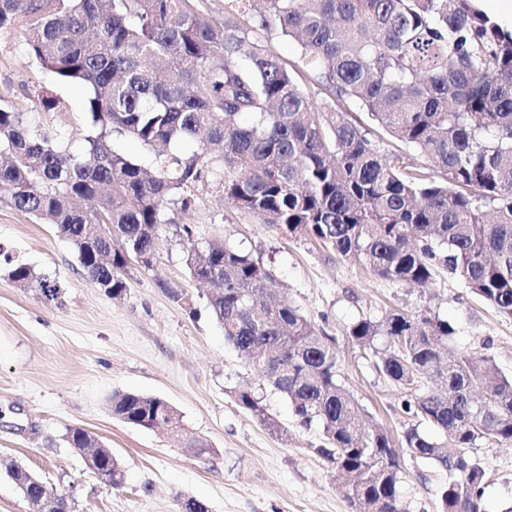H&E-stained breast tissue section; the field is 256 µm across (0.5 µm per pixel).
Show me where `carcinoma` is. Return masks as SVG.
I'll list each match as a JSON object with an SVG mask.
<instances>
[{"label": "carcinoma", "mask_w": 512, "mask_h": 512, "mask_svg": "<svg viewBox=\"0 0 512 512\" xmlns=\"http://www.w3.org/2000/svg\"><path fill=\"white\" fill-rule=\"evenodd\" d=\"M212 25L199 0H0V31L23 38L28 62L55 86L83 90L80 150L67 131L0 103V198L53 225L92 280L126 288L130 262L149 268L160 225L203 174L222 164L239 209L350 257L378 277L425 287L437 259L469 292L512 317V30L475 0H227ZM296 41L331 101L318 103L294 69L253 36ZM352 101L391 138L433 161L422 176L401 154L380 153L365 128L332 107ZM155 155L150 174L112 137ZM192 279L224 340L287 401L296 425L316 430L313 452L347 476L352 512H406L392 441L342 380L333 338L287 297L269 293L270 270L213 241L200 250L183 228ZM8 280L51 302L60 284L0 246ZM453 327L427 312L393 310L349 327L374 347L377 368L406 389L409 454L444 474L440 512H486L483 463L466 449L512 442V376L448 345ZM239 406L269 430L281 425L254 392ZM125 424L176 432L166 399L115 392ZM100 479L123 469L101 451Z\"/></svg>", "instance_id": "obj_1"}]
</instances>
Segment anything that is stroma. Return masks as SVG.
<instances>
[{
  "label": "stroma",
  "instance_id": "35a3bbf8",
  "mask_svg": "<svg viewBox=\"0 0 512 512\" xmlns=\"http://www.w3.org/2000/svg\"><path fill=\"white\" fill-rule=\"evenodd\" d=\"M48 88L25 59L19 34L0 32V98L26 112ZM52 91L69 105L53 120L79 148L82 93ZM193 194L188 208L171 205L156 262L149 269L130 266L118 298L79 271L72 248L51 225L0 201V246L62 286L60 300L47 302L0 274V459L22 462L50 490L72 492L77 512H178L179 500L188 496L206 500L211 512H351L338 471L313 452L318 434L297 427L287 401L225 342L206 287L186 271V226L198 246L220 240L271 270L275 288L333 336L347 388L395 441L413 420L401 410L402 388L374 366L373 352L387 347L386 338L371 349L352 342L348 328L359 317L429 312L454 327L450 346L481 352L512 375V317L472 296L458 275L438 269L425 288L385 280L236 208L220 177H205ZM245 387L262 395L281 432L238 406L234 392ZM117 391L168 400L181 417V434L113 418L109 403ZM72 426L90 430L112 449L125 472L121 487L85 469L65 442ZM187 436L207 441L212 455L194 456L183 444ZM470 453L487 469V512H501L512 501V443L483 440ZM402 465L407 512H438L442 473L407 455Z\"/></svg>",
  "mask_w": 512,
  "mask_h": 512
}]
</instances>
